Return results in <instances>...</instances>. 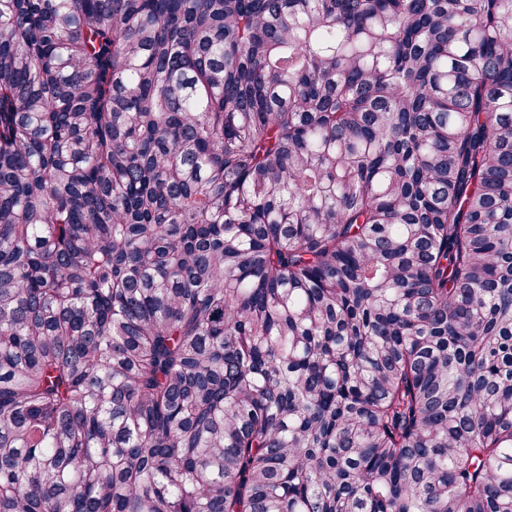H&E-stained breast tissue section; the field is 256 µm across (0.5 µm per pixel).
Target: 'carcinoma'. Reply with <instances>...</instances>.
I'll use <instances>...</instances> for the list:
<instances>
[{
    "instance_id": "1",
    "label": "carcinoma",
    "mask_w": 512,
    "mask_h": 512,
    "mask_svg": "<svg viewBox=\"0 0 512 512\" xmlns=\"http://www.w3.org/2000/svg\"><path fill=\"white\" fill-rule=\"evenodd\" d=\"M0 512H512V0H0Z\"/></svg>"
}]
</instances>
